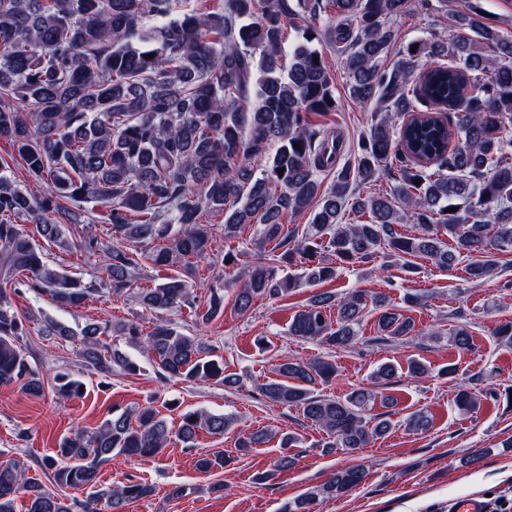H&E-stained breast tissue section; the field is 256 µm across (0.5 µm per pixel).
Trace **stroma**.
<instances>
[{"label": "stroma", "mask_w": 512, "mask_h": 512, "mask_svg": "<svg viewBox=\"0 0 512 512\" xmlns=\"http://www.w3.org/2000/svg\"><path fill=\"white\" fill-rule=\"evenodd\" d=\"M466 3L419 0L410 13L393 20L395 40L381 58L380 68L391 69L411 41L453 33V15L464 10ZM320 49L331 62L339 108L313 116L312 121L339 134L341 160L346 163L353 161L354 148L368 130L370 113L352 102L349 80L335 47L324 41ZM202 222L211 232L212 255L196 271L194 292L203 302L210 288L223 286L224 311L206 324L198 323L186 308L168 311L166 317L186 335L211 345L222 357L225 372L239 376L240 387L229 390L210 382L160 376L149 357L119 331L121 325L131 322L145 333L153 326V317L143 311L134 295L95 298L82 308L65 309L48 294L32 292L19 275L7 292L20 314L48 316L76 330L92 320L108 322L114 328L106 339L109 347L135 359L142 370L135 376L117 374L101 383L98 376L82 368L77 341L63 342L31 326L22 344L32 366L43 376L45 388L41 396L34 397L14 386H0V462L20 461L35 482L49 484L43 460L54 454L64 436L93 431L115 406L149 403L162 411L174 401L186 409L234 415L237 424L222 436L198 435L190 448L176 440L156 456H118L104 464L99 470L102 486L132 478L154 489L153 496L129 505L127 512H278L285 501L328 481L337 469L352 465L365 468V480L340 498L317 503L316 512H455L456 502L468 496H512V406L502 399L487 398L479 410L466 413L453 403L457 386L474 378L486 388L512 387V348L500 345L492 335L496 325L512 321V251L500 253L493 275L480 281L469 280L461 264L445 271L429 258L417 256L406 267L380 252L369 263L340 269L336 280L325 283V290L339 294L358 289L386 296L413 319L415 334L403 342L375 344V317L367 315L360 327L364 345L333 355L338 374L317 385L319 394L345 396L364 386L384 362L402 368L408 359L416 358L429 367L427 374L417 378L402 370L389 389L403 413L422 409L431 415L429 431L417 433L401 426L360 453L349 455L339 448L329 451L320 447L322 431L306 421L301 411L260 400L257 393L258 385L273 379L276 365L285 358L306 361L328 354L321 345L299 342L288 335L290 319L306 304L312 288L258 301L250 313L238 314L234 309V271L225 267L224 255L246 251L256 227L244 225L236 238L228 240L222 216L206 214ZM416 293L425 295L424 304L407 305L406 296ZM458 313L472 335L469 349L425 340L427 332L447 331ZM450 364L455 374H443V367ZM62 370L84 384L82 396L66 403L57 401L52 388L54 374ZM257 430L274 433V440L251 452H238V435ZM285 432L298 438L290 450L296 464L276 473L272 467L281 452L277 436ZM201 453L223 454L225 467L208 473L197 470L195 460ZM475 453L479 461L468 463V456ZM268 470L272 478L257 481V474Z\"/></svg>", "instance_id": "obj_1"}]
</instances>
